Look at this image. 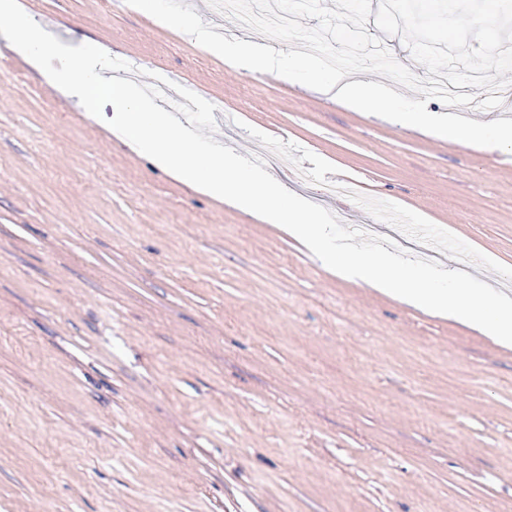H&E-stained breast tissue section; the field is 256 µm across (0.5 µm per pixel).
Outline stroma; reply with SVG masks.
I'll use <instances>...</instances> for the list:
<instances>
[{
  "label": "stroma",
  "instance_id": "stroma-1",
  "mask_svg": "<svg viewBox=\"0 0 512 512\" xmlns=\"http://www.w3.org/2000/svg\"><path fill=\"white\" fill-rule=\"evenodd\" d=\"M411 2L371 0L365 30L475 96L428 112L512 114L503 0ZM19 4L215 105V140L343 226L512 295V154L235 71L126 0ZM103 112L0 36V512H512V345L339 277Z\"/></svg>",
  "mask_w": 512,
  "mask_h": 512
}]
</instances>
